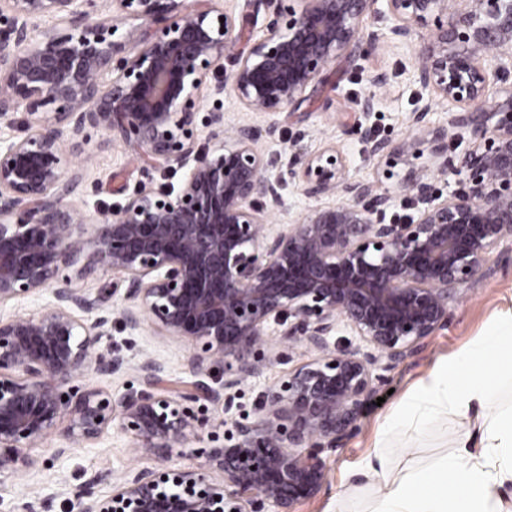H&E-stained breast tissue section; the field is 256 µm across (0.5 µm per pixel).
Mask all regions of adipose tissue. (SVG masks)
Returning a JSON list of instances; mask_svg holds the SVG:
<instances>
[{"label":"adipose tissue","mask_w":512,"mask_h":512,"mask_svg":"<svg viewBox=\"0 0 512 512\" xmlns=\"http://www.w3.org/2000/svg\"><path fill=\"white\" fill-rule=\"evenodd\" d=\"M512 374V311L494 330L437 363L397 413L415 428L454 417V448L423 467L390 468L383 455L367 463L376 482L371 512H512V407L495 404L488 373Z\"/></svg>","instance_id":"ef3b65f1"}]
</instances>
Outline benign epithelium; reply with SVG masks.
<instances>
[{
    "instance_id": "benign-epithelium-1",
    "label": "benign epithelium",
    "mask_w": 512,
    "mask_h": 512,
    "mask_svg": "<svg viewBox=\"0 0 512 512\" xmlns=\"http://www.w3.org/2000/svg\"><path fill=\"white\" fill-rule=\"evenodd\" d=\"M378 1L389 21L380 33L365 23ZM91 2L0 0L10 13L0 29V125L13 127L21 109L27 115L25 135L0 137V302L46 290L53 297L37 314L0 317V479L34 468L27 449L53 434L93 442L117 422L137 451L164 465L125 475L104 498L84 487L74 493L78 512H242L258 499L294 512L324 483L320 453L340 447L375 383L446 326L450 305L512 240V90L485 99L490 79L512 73V0H303L299 11L278 9L285 23H271L245 49L236 17L215 0H111L115 15L98 24ZM45 15L67 31L40 29ZM129 17L153 33L113 39ZM420 30L416 79L430 98L410 123L421 128L432 102L448 104V127L433 134L429 153L434 171L454 178L448 131L479 143L465 190L442 200L427 174L412 173L402 188L423 208L387 222L392 197L346 175L334 146L268 175L278 158L259 152L258 141L275 137V116L317 88L330 63L383 38L407 43ZM210 80L215 94L229 85L272 120L234 128L229 146L201 144L197 92ZM206 125L209 138L224 139L223 109L210 110ZM88 127L183 171L178 189L143 185L119 209L87 216L70 197L92 160ZM357 129L369 153L389 152L387 141ZM290 179L309 198L342 202L274 229L268 217ZM76 266L121 278L126 329L150 321L191 341V380L172 384L148 357L138 391L71 388L89 371L124 365L101 349L112 304L71 287L67 270ZM271 324L314 357L265 396L262 413L233 423L232 447L207 452L218 477L165 466L205 425L186 403L218 405L262 372L255 352ZM341 324L358 344L339 348ZM221 365L224 384L214 387L212 368Z\"/></svg>"
}]
</instances>
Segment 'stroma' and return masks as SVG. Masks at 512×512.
<instances>
[{
    "label": "stroma",
    "mask_w": 512,
    "mask_h": 512,
    "mask_svg": "<svg viewBox=\"0 0 512 512\" xmlns=\"http://www.w3.org/2000/svg\"><path fill=\"white\" fill-rule=\"evenodd\" d=\"M219 5L237 17L246 42L262 39L274 18L268 10L253 11L249 0H219ZM418 47L415 41L399 44L383 39L371 50L336 59L323 71L317 89L307 92L298 108L279 115L278 134L272 139L262 138L258 150L277 154L286 164L295 155H315L327 146H336L347 161L350 176L392 195L390 216H417V201L405 199L400 184L409 173L429 169L431 133L448 125V107L444 104L433 107L426 128L416 129L409 123L411 113L428 98L427 91L414 80ZM380 71L388 74L389 82L378 93L373 111L361 112L359 103L371 90L369 78ZM216 104L224 110L225 129L241 124L262 127L268 122L266 114L246 109L232 91L217 97L210 88H202V110ZM359 123L387 140L393 154H368L356 133ZM87 136L93 159L75 201L88 215L119 208L144 183L156 189L179 185L181 172L155 168L124 145L107 143L101 130L88 129ZM500 250V257L474 278L466 296L451 306L447 325L429 337L421 350L386 373L341 447L328 453L327 477L322 487L313 497L299 501L295 512H370L376 484L365 476L364 469L375 453H382L396 470L422 466L448 453L458 430L454 419L435 422L419 433L402 425L388 427L387 420L438 362L489 333L502 314L512 311V244L503 243ZM103 345L124 356L123 368L110 375L87 373L78 379V386L113 394L140 389L138 366L149 356L164 363L169 379L177 381L188 376L185 358L190 343L165 335L152 323H145L132 333L120 320H113L111 334ZM257 355L268 361L259 377L226 391L220 406L193 404L198 416L220 417L224 424L217 428L205 426L198 440L174 449L173 466L207 471L204 449L226 444L233 422L253 419L266 392L312 357L303 347L282 341L274 326ZM62 443V437L51 436L35 451L36 468L21 478L0 483V512H22L26 503L33 504L35 512H69V498L86 483H93L95 495H106L125 474L159 464L154 456L137 452L130 435L114 428L95 444H74L65 455L54 456V447Z\"/></svg>",
    "instance_id": "35a3bbf8"
}]
</instances>
